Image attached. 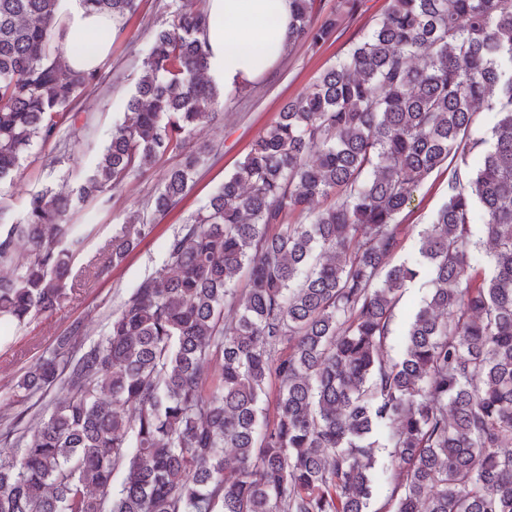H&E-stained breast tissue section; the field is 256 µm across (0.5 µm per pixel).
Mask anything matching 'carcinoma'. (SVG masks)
I'll return each mask as SVG.
<instances>
[{
	"mask_svg": "<svg viewBox=\"0 0 512 512\" xmlns=\"http://www.w3.org/2000/svg\"><path fill=\"white\" fill-rule=\"evenodd\" d=\"M178 1L86 183L34 192L0 226V323L66 298L84 242L65 220L75 204L105 206L182 151L152 217L129 216L107 244L101 277L193 182L204 150L191 140L233 91L206 77V5ZM82 3L117 35L141 7ZM362 3L337 0L317 23V0H293L294 41L320 48ZM65 31L60 0H0V181L101 89L99 70L65 63ZM443 169L447 200L410 232L400 215ZM405 239L412 253L392 262ZM417 279L429 293L394 353ZM82 333L73 324L15 384L21 405L54 397L0 416V449L20 450L0 456V512H367L379 474L380 512H512L509 0H390L178 227L106 336ZM428 287L424 285L422 282L410 284L408 289H406L405 295L402 301L401 310H399L397 314V320L395 323V336H393L392 345L394 346L393 352L395 353L400 344V334L402 328L406 325L410 313L414 310V308L421 303L423 300Z\"/></svg>",
	"mask_w": 512,
	"mask_h": 512,
	"instance_id": "carcinoma-1",
	"label": "carcinoma"
}]
</instances>
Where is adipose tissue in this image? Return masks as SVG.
I'll use <instances>...</instances> for the list:
<instances>
[{
  "instance_id": "adipose-tissue-1",
  "label": "adipose tissue",
  "mask_w": 512,
  "mask_h": 512,
  "mask_svg": "<svg viewBox=\"0 0 512 512\" xmlns=\"http://www.w3.org/2000/svg\"><path fill=\"white\" fill-rule=\"evenodd\" d=\"M64 8L68 64L98 65L112 46L111 16L86 10L81 0H64ZM207 9L208 75L224 88L262 77L292 40V0H208Z\"/></svg>"
}]
</instances>
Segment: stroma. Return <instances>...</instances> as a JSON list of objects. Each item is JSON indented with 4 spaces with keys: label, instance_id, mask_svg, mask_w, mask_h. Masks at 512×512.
Masks as SVG:
<instances>
[{
    "label": "stroma",
    "instance_id": "obj_1",
    "mask_svg": "<svg viewBox=\"0 0 512 512\" xmlns=\"http://www.w3.org/2000/svg\"><path fill=\"white\" fill-rule=\"evenodd\" d=\"M388 5L389 0H365L360 12L340 27L334 40L317 51L303 43L292 45L265 76L239 96L227 99L217 121L200 128L196 135L197 143L209 144L211 151L199 167L192 187L108 276L95 277L87 270L88 262L98 255L130 211L144 208L153 199L165 170L179 162V154L167 155L152 170L112 191L107 208L89 200L69 212V223L78 225L85 236L84 247L73 261L76 282L52 314L38 317L22 328L9 329L6 339L0 340V413L18 411L13 384L22 370L50 349L56 336L64 334L74 322H83L85 341L102 338L109 316L121 301L146 276L162 267L165 244L174 230L208 203L259 134L277 119L283 106L334 65L350 41L359 32L369 30ZM171 10V0H143L140 12L128 21L124 34L113 41L109 55L100 64L105 78L102 90L81 101L76 112L71 113L67 125L74 136L66 151L57 154L52 145L34 143L23 158L18 175L0 182V224L20 220L33 192L47 187L57 191L72 189L83 183L109 144L113 128L123 122L124 106L135 91L152 32L169 21ZM51 153L58 156L52 166L45 162ZM447 182V173L439 172L420 185L402 214L404 223H431L446 199Z\"/></svg>",
    "mask_w": 512,
    "mask_h": 512
}]
</instances>
